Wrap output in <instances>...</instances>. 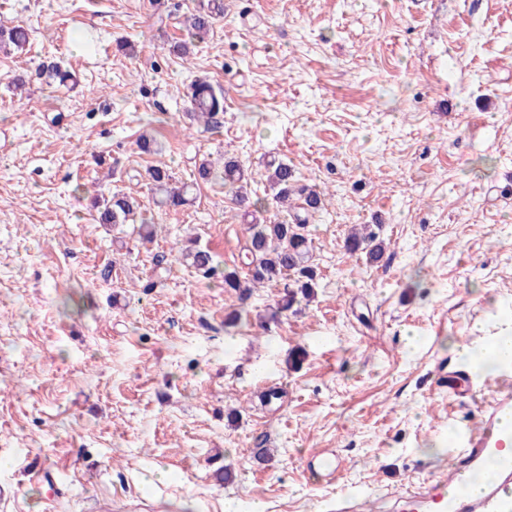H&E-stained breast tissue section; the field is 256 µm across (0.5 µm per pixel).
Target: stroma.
<instances>
[{
	"mask_svg": "<svg viewBox=\"0 0 512 512\" xmlns=\"http://www.w3.org/2000/svg\"><path fill=\"white\" fill-rule=\"evenodd\" d=\"M193 5L0 0V23L30 30L0 53V512H43L23 472L43 462L64 479L54 512H324L350 492L397 512L493 398L461 346L512 326V0H224L184 61L169 49ZM200 77L225 91L215 131L186 117ZM146 132L161 154L139 152ZM225 156L262 199L274 157L327 194L315 294L291 310L180 262L191 227L241 268L222 182L152 200L148 168L187 182ZM115 189L154 242L94 221ZM355 224L381 225L377 261L346 251ZM443 364L470 387L439 390ZM323 448L331 478L310 470Z\"/></svg>",
	"mask_w": 512,
	"mask_h": 512,
	"instance_id": "35a3bbf8",
	"label": "stroma"
}]
</instances>
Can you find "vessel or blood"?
I'll return each mask as SVG.
<instances>
[{"mask_svg": "<svg viewBox=\"0 0 512 512\" xmlns=\"http://www.w3.org/2000/svg\"><path fill=\"white\" fill-rule=\"evenodd\" d=\"M497 398L481 412L483 427L467 432L466 442L453 456L450 479H436L420 491L402 493L408 512H512V456H505V440L497 429L500 415L512 409V375L503 374L496 382ZM498 460L495 475L480 493L463 492L472 471L487 457Z\"/></svg>", "mask_w": 512, "mask_h": 512, "instance_id": "vessel-or-blood-1", "label": "vessel or blood"}]
</instances>
